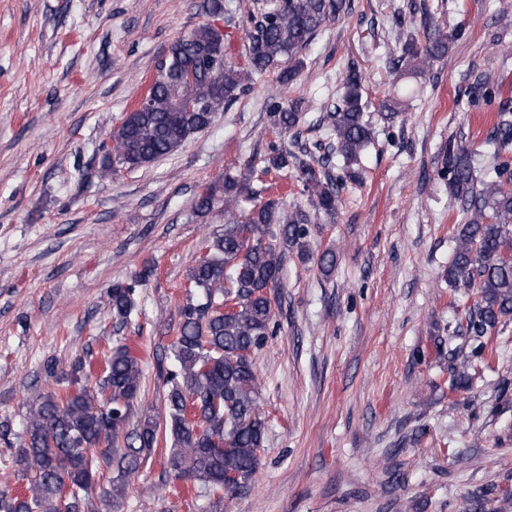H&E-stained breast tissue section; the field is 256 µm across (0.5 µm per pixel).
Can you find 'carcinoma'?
Instances as JSON below:
<instances>
[{
  "label": "carcinoma",
  "mask_w": 512,
  "mask_h": 512,
  "mask_svg": "<svg viewBox=\"0 0 512 512\" xmlns=\"http://www.w3.org/2000/svg\"><path fill=\"white\" fill-rule=\"evenodd\" d=\"M350 10L351 0H253L246 71L228 61L224 36L210 25L179 37L146 102L125 113L110 132L100 178L111 179L115 163L136 169L173 154L237 101L254 73L277 68L283 87L296 84L304 67L299 54ZM463 35L464 28L449 29L429 17L424 45L403 49L392 60L393 68L424 70ZM189 101L199 106L190 110ZM367 109L359 67L352 61L342 94L326 112L336 154L343 159L342 174L334 180L325 171L330 154L316 159L305 148L297 154L271 145L263 172L293 170L308 193L307 209L270 199L246 212L242 201L259 197L258 192L246 178L224 176V234L212 240L208 254L189 272L194 291L180 309L171 367H159L167 385L164 415L139 405L142 363L126 345L104 351L103 370L93 384L80 358L67 369L53 360L43 365L45 375L63 389L30 402L21 433L12 434L9 421H0V439L14 449L13 476L24 488L22 493L1 490L0 512H89L104 466L116 471L108 505L119 512L130 480L162 446L168 448L165 473L189 483L198 497L218 504L251 484L266 430L252 354L266 342L274 315L272 290L279 286L286 254L312 259L310 226L321 215L334 216L346 181L360 178L361 155L375 134L365 119ZM269 116L272 129L286 135L302 121V100L273 99ZM486 141L498 162L484 169L482 179L475 176V152L453 138L442 147L437 171L448 185L452 206L462 214L448 262V287L477 290L457 327L477 341L476 359L461 360L455 351L448 352L452 391L469 387L474 372L488 368L481 339L512 317V167L506 161L512 155V107H499ZM217 201V187H208L195 198L194 210L208 214ZM336 261L328 247L318 255L317 266L328 276ZM154 271L146 265L131 281L112 284L108 304L115 323L128 321L136 308V286ZM227 283L236 301L226 309ZM216 400L224 403L222 420L213 415ZM226 478L232 485L224 486Z\"/></svg>",
  "instance_id": "carcinoma-1"
}]
</instances>
